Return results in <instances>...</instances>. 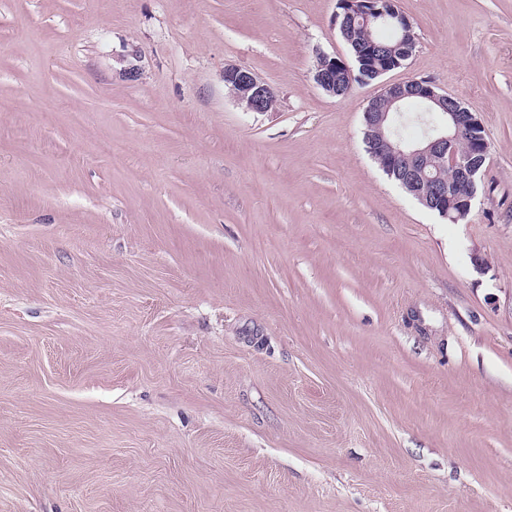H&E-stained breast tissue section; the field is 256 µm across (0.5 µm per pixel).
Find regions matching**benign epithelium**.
<instances>
[{
    "label": "benign epithelium",
    "mask_w": 512,
    "mask_h": 512,
    "mask_svg": "<svg viewBox=\"0 0 512 512\" xmlns=\"http://www.w3.org/2000/svg\"><path fill=\"white\" fill-rule=\"evenodd\" d=\"M344 6L345 19L364 26L376 23L396 25L403 31L399 47L412 55L416 40L409 18L397 7L396 0H339ZM336 61L323 65L324 71L314 74L315 83L328 95L336 96ZM224 83L229 93L246 112H262L273 94V89L260 81L246 67L231 66L224 70ZM418 97L428 109H439L440 121L423 138L399 145L386 152L382 149L386 139L376 137L390 121V109L400 112L406 100ZM363 123L368 138L369 152L391 162L393 175L409 189L425 207L439 211L442 218L457 222L468 213L475 195L468 197L456 193V186L466 183L473 186L489 158V145L484 137L481 120L468 111L460 100L428 80L410 79L400 83H385L380 93L371 99L363 112ZM468 132L476 136L479 145L478 162L473 163L456 153L460 136ZM435 163L446 165L451 176L446 181H435L427 170Z\"/></svg>",
    "instance_id": "benign-epithelium-1"
}]
</instances>
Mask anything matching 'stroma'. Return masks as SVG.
Listing matches in <instances>:
<instances>
[{
	"mask_svg": "<svg viewBox=\"0 0 512 512\" xmlns=\"http://www.w3.org/2000/svg\"><path fill=\"white\" fill-rule=\"evenodd\" d=\"M336 4L0 0V512H512V0H398L345 98ZM410 79L482 121L462 223L365 150ZM229 93L246 112H265L268 98L276 93L246 67L231 66L224 70Z\"/></svg>",
	"mask_w": 512,
	"mask_h": 512,
	"instance_id": "1",
	"label": "stroma"
}]
</instances>
